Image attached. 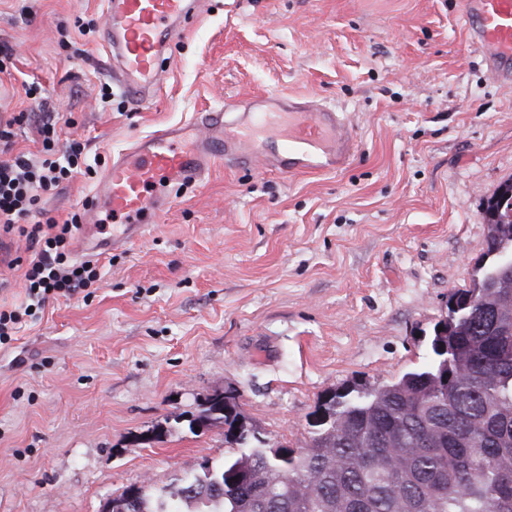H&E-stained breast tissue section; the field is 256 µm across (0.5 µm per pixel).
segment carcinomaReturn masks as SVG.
<instances>
[{
  "label": "carcinoma",
  "mask_w": 512,
  "mask_h": 512,
  "mask_svg": "<svg viewBox=\"0 0 512 512\" xmlns=\"http://www.w3.org/2000/svg\"><path fill=\"white\" fill-rule=\"evenodd\" d=\"M487 210L485 263L449 295L428 365L333 390L316 409L336 420L300 450L266 446L235 405L181 416L224 427V460L139 487L136 512H512V179Z\"/></svg>",
  "instance_id": "cac0c4a2"
}]
</instances>
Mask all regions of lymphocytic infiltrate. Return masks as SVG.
Masks as SVG:
<instances>
[{
    "label": "lymphocytic infiltrate",
    "instance_id": "obj_1",
    "mask_svg": "<svg viewBox=\"0 0 512 512\" xmlns=\"http://www.w3.org/2000/svg\"><path fill=\"white\" fill-rule=\"evenodd\" d=\"M20 116L0 121V239L25 238L34 256L24 273V296L0 307V346L10 344L23 324L37 320L49 300L71 299L88 292L101 278L96 262L76 259L73 242L84 214L75 210L64 220L45 217L42 198L78 175L93 176L86 146L60 142L53 112H44L38 158L13 153V127Z\"/></svg>",
    "mask_w": 512,
    "mask_h": 512
}]
</instances>
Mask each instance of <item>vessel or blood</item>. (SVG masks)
<instances>
[{
	"instance_id": "vessel-or-blood-1",
	"label": "vessel or blood",
	"mask_w": 512,
	"mask_h": 512,
	"mask_svg": "<svg viewBox=\"0 0 512 512\" xmlns=\"http://www.w3.org/2000/svg\"><path fill=\"white\" fill-rule=\"evenodd\" d=\"M103 5L112 78L130 101L145 103L160 84L168 51L197 17L201 0H103ZM462 6L492 76L512 78V0H463ZM357 152L343 114L315 100L274 93L242 109L224 105L188 125L146 135L113 156L89 214L107 212L122 229L107 238L92 231L81 235L79 254L93 257L139 240L148 216L169 204L163 189L174 182H200L212 162L261 164L286 174L331 172L349 164Z\"/></svg>"
}]
</instances>
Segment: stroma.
<instances>
[{"instance_id":"obj_1","label":"stroma","mask_w":512,"mask_h":512,"mask_svg":"<svg viewBox=\"0 0 512 512\" xmlns=\"http://www.w3.org/2000/svg\"><path fill=\"white\" fill-rule=\"evenodd\" d=\"M461 0H206L143 105L113 88L102 0H0V114L39 83L61 140L113 155L224 103L284 92L344 114V169L215 164L135 245L101 254L86 299L51 301L0 347V512H102L135 484L224 457V431L154 426L235 391L272 444L309 441L340 385L391 381L431 357L448 296L486 249L488 200L512 179V81L493 79ZM94 20L80 33L76 19ZM96 180L45 195L65 219ZM20 258L19 266L7 260ZM24 239L0 241L21 300Z\"/></svg>"}]
</instances>
